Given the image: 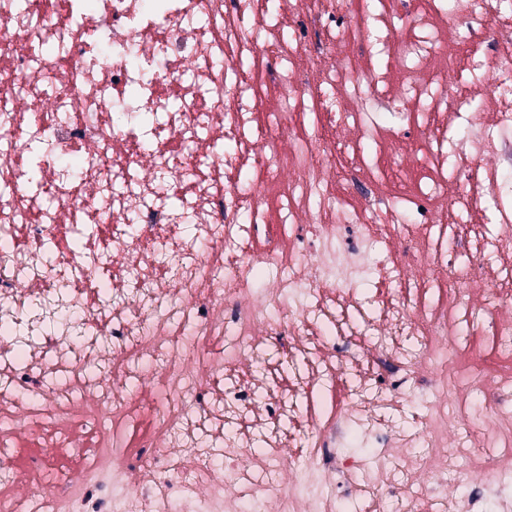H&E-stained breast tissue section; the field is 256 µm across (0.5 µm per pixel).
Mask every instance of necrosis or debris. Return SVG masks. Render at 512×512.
I'll use <instances>...</instances> for the list:
<instances>
[{
  "mask_svg": "<svg viewBox=\"0 0 512 512\" xmlns=\"http://www.w3.org/2000/svg\"><path fill=\"white\" fill-rule=\"evenodd\" d=\"M300 4L0 0V420L95 464L32 455L49 493L0 512H338L337 475L359 512H468L457 474L512 482V0ZM148 379L126 480L104 425ZM409 379L438 398L404 426ZM378 449L379 448L371 438L360 431L351 430L346 435L340 451L347 455L368 457L366 455H371L373 452L376 453Z\"/></svg>",
  "mask_w": 512,
  "mask_h": 512,
  "instance_id": "1",
  "label": "necrosis or debris"
}]
</instances>
